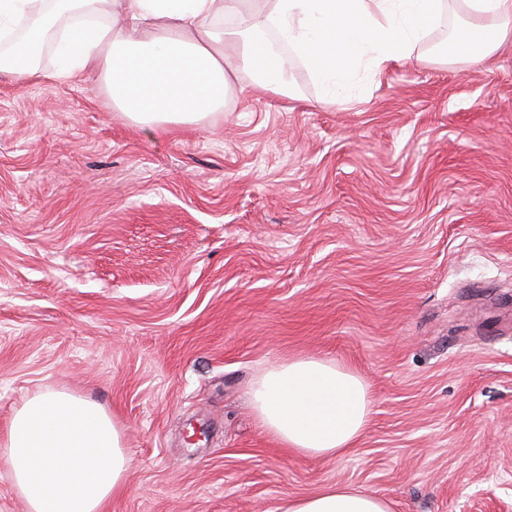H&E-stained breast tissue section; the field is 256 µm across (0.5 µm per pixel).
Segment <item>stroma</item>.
Segmentation results:
<instances>
[{"label": "stroma", "mask_w": 512, "mask_h": 512, "mask_svg": "<svg viewBox=\"0 0 512 512\" xmlns=\"http://www.w3.org/2000/svg\"><path fill=\"white\" fill-rule=\"evenodd\" d=\"M421 60L360 98L240 73L223 119L160 130L98 71L0 75V438L32 394L113 415L131 456L105 512H275L350 483L394 512H512V37ZM361 373L373 413L338 458L258 426L279 359Z\"/></svg>", "instance_id": "stroma-1"}]
</instances>
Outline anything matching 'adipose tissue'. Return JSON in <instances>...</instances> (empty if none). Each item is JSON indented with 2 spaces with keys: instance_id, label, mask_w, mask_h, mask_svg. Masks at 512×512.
I'll list each match as a JSON object with an SVG mask.
<instances>
[{
  "instance_id": "obj_1",
  "label": "adipose tissue",
  "mask_w": 512,
  "mask_h": 512,
  "mask_svg": "<svg viewBox=\"0 0 512 512\" xmlns=\"http://www.w3.org/2000/svg\"><path fill=\"white\" fill-rule=\"evenodd\" d=\"M242 0H0V30L17 20L19 42L0 52V74L41 78L38 55L54 41L57 77L91 62L114 110L137 124H195L224 110L229 66L260 88L288 92V61L264 37L273 29L324 97L372 78L390 63L416 58L447 0H266L260 20ZM469 20L452 38L449 58L480 61L512 33V0H464ZM110 20H103V13ZM238 28L215 27L216 17ZM249 401L258 425L296 453L335 458L354 448L371 419L367 381L335 360L294 356L255 378ZM7 471L27 512H104L130 469L123 436L102 406L67 391L29 397L0 440ZM278 512H393L390 500L343 483L282 501Z\"/></svg>"
}]
</instances>
